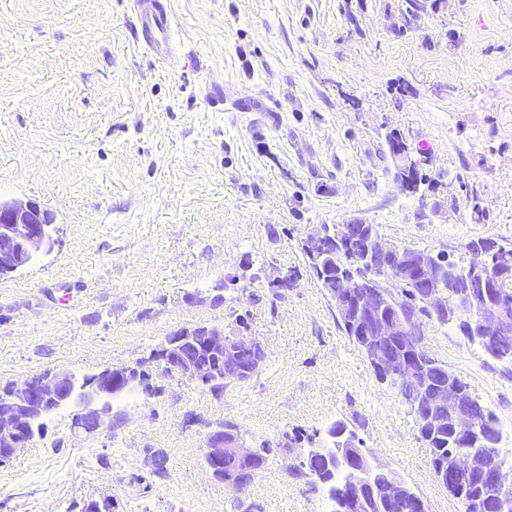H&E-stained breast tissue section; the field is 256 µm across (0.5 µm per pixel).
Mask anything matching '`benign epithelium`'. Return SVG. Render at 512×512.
<instances>
[{
	"instance_id": "7a95c632",
	"label": "benign epithelium",
	"mask_w": 512,
	"mask_h": 512,
	"mask_svg": "<svg viewBox=\"0 0 512 512\" xmlns=\"http://www.w3.org/2000/svg\"><path fill=\"white\" fill-rule=\"evenodd\" d=\"M55 223L54 213L32 201L0 203V263L18 267L28 254L39 249L45 231ZM358 225H346L345 235L327 237L321 226L312 228L304 241L313 250L358 251ZM500 251V244L492 238L477 241L467 249V265L472 272L482 270ZM361 261L374 271L403 272L421 284L428 305L436 310L442 307L441 288L456 301V314L471 312L474 317L466 322L467 336L480 340L512 339V316L509 303L494 301L490 285L470 275L448 279L444 285L433 277L434 260L424 251L388 243L379 237L365 241ZM340 319L353 325L358 341L367 348L371 366L396 376L404 395H416L426 401L420 412L423 431L433 433L444 428L460 441L467 439L474 425L480 420L478 410L468 406L464 390L457 384L446 383L433 390L422 385L417 361L406 359L391 365L383 359V347L392 341L410 346L411 338L424 334L423 326L409 325L399 311L381 303L380 295L373 288H365L355 280L344 279L330 291ZM198 347L206 351L224 372V380L238 381L251 378L264 366L267 351L262 341L241 326L226 330L222 324H196L181 327L169 334L158 352L136 366L108 367L98 375L85 380L65 371L47 370L35 377L11 382L0 389V463L12 460L32 442L28 421L20 413L35 405L60 407L75 403L81 407L73 420L74 429L86 434L112 430L109 419L112 397L128 389L152 397L156 389L152 383L153 371L176 374L200 386L207 387L213 380L212 366L193 359L188 348ZM326 445L319 448H290L297 463L309 466L323 462L333 468L332 460H338L342 472V488L357 503L368 501L388 502L392 505L411 500V490L394 472L373 464L360 449L336 447V433L325 432ZM230 455L243 467L224 472V456ZM256 456V449L246 446L238 428L233 425L210 426L205 448L204 468L207 475L223 476L230 487L241 491L252 481L256 470L248 463ZM453 474L468 477L480 475L486 488L497 494L512 485V471L495 460L478 454H462L453 465Z\"/></svg>"
}]
</instances>
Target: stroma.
Wrapping results in <instances>:
<instances>
[{
  "label": "stroma",
  "instance_id": "1",
  "mask_svg": "<svg viewBox=\"0 0 512 512\" xmlns=\"http://www.w3.org/2000/svg\"><path fill=\"white\" fill-rule=\"evenodd\" d=\"M167 2L179 54L161 67L131 37L130 0H0V202H38L58 227L50 253L0 278V385L130 366L177 328L238 315L268 358L219 396L157 376L159 395L114 401L127 419L100 435L74 432L76 406L54 411L0 465V512L103 498L112 512H329L276 445L307 447L336 420L428 512H464L301 241L316 224L362 222L454 260L478 237L512 246V0H439L403 34L404 0ZM392 131L428 152L425 195L397 181ZM291 266L294 287L276 293ZM423 324L427 350L495 413L511 453L512 365ZM223 421L274 447L241 492L203 467L208 427ZM158 450L161 476L147 465Z\"/></svg>",
  "mask_w": 512,
  "mask_h": 512
}]
</instances>
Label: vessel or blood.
<instances>
[{"label":"vessel or blood","mask_w":512,"mask_h":512,"mask_svg":"<svg viewBox=\"0 0 512 512\" xmlns=\"http://www.w3.org/2000/svg\"><path fill=\"white\" fill-rule=\"evenodd\" d=\"M131 20L142 48L158 62H169L175 54L174 22L166 0H132Z\"/></svg>","instance_id":"b4317fda"}]
</instances>
